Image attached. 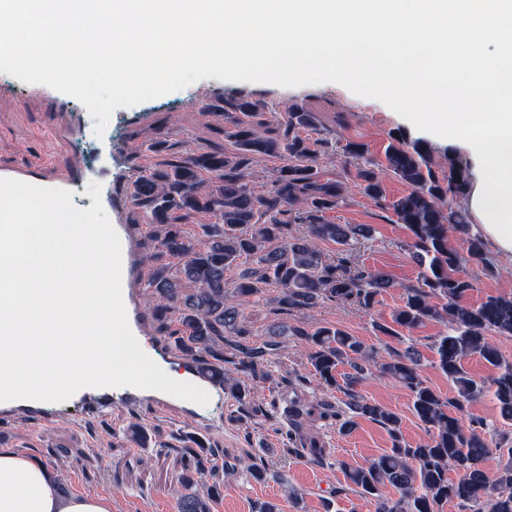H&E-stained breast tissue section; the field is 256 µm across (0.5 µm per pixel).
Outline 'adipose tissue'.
<instances>
[{
  "label": "adipose tissue",
  "mask_w": 512,
  "mask_h": 512,
  "mask_svg": "<svg viewBox=\"0 0 512 512\" xmlns=\"http://www.w3.org/2000/svg\"><path fill=\"white\" fill-rule=\"evenodd\" d=\"M17 52L95 108L98 80L131 95L189 71L284 60L399 82L400 101L422 104L466 152L460 205L512 262V0H0V54ZM0 512H112V502L62 493L44 464L0 449Z\"/></svg>",
  "instance_id": "adipose-tissue-1"
}]
</instances>
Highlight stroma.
I'll list each match as a JSON object with an SVG mask.
<instances>
[{
	"label": "stroma",
	"instance_id": "obj_1",
	"mask_svg": "<svg viewBox=\"0 0 512 512\" xmlns=\"http://www.w3.org/2000/svg\"><path fill=\"white\" fill-rule=\"evenodd\" d=\"M100 93L110 100V107L104 112L79 96L69 98L71 111L82 113L85 123V134L77 140L57 129L58 116L52 101L28 100L19 95L0 97V168L41 161L62 167L76 160L94 165L98 131L107 128L113 137H125L126 130L119 124L120 113L146 112L150 122L139 131L130 157L134 168L146 170L155 161L149 145L159 135L179 134L193 148L223 143L221 121L200 110L203 102L221 93L244 94L277 109L292 104L303 106L316 118L315 127L306 132L308 138L362 143L379 161L384 158L391 136L402 133L408 139L428 144L435 169L448 165L447 139L419 121L413 108L396 104L384 92L362 93L357 81H339L324 71L286 69L265 74L257 68L204 70L173 79L154 92L121 96L114 94L107 81L101 84ZM317 167L324 178L342 180L348 186L347 203L328 212V221L369 224L374 228L372 237L352 242L349 250L324 241L321 251L350 269L382 270L396 281V288L379 295L369 309L353 302H328L310 311L285 312L270 302L279 293L275 287L267 288L262 297L237 299L236 305L258 338L277 323L306 328L333 325L365 345L384 347L387 339L379 335L374 324L390 319L392 311L402 304L403 286L416 283L419 272L407 247L409 233L391 208L392 201L407 187L395 177L385 176L383 198L372 200L363 194L356 178L355 159L332 153L327 147L322 148ZM440 330L438 323L430 322L416 329L413 336L427 384L450 397L454 389L447 377L433 367L429 349ZM283 342L284 349L266 367L269 380L255 382L237 375L236 386L225 389L222 405L203 406V415L214 422L212 428L200 429L185 417L152 407H116L96 420L63 415L35 423L20 416L0 430V448L42 461L66 493L111 499L112 512H178L184 463L174 448L192 435L205 447L220 449L226 456L244 459L259 455L269 464L266 480L259 483L240 472L228 476L221 467L208 468L201 487L217 484L222 489L212 504V512H259L260 505L267 501L275 503L280 512H374L369 500L352 492L341 493L345 480L340 465L383 454L391 446L387 432L361 418L355 430L344 434L339 430L338 418L316 413L300 428H293L288 420L293 403L308 407L323 402L337 410L344 395L334 389L318 388L303 339L287 336ZM240 386L248 391L246 401L268 408V415H243L236 392ZM361 392L368 401L400 415L405 440L415 443L425 438L404 388L375 377L364 383ZM292 434L304 441L316 440L325 448L322 463H311L304 453L286 452Z\"/></svg>",
	"mask_w": 512,
	"mask_h": 512
}]
</instances>
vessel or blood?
Masks as SVG:
<instances>
[{"mask_svg": "<svg viewBox=\"0 0 512 512\" xmlns=\"http://www.w3.org/2000/svg\"><path fill=\"white\" fill-rule=\"evenodd\" d=\"M8 65L15 76V88L39 98H52L60 107H67L66 90L63 86L46 82L31 85L29 65L22 55L10 56ZM104 164L100 174L105 182L101 202L112 214V226L119 236L122 257V297L129 327L136 338L147 339L151 348L159 355L163 366L178 370L184 380L203 388L208 393L218 392V385L204 376L197 363L188 357L174 354L169 347L156 338L148 337L144 329V313L138 291L149 282L148 267L140 258L135 244L136 228L130 221V192L136 173L129 163L127 145L112 142L103 137ZM48 176L45 165L0 169V178L18 180L32 185H43ZM125 404H151L169 409L176 414H190L195 410L192 402L185 401L162 391L134 387L83 388L68 401L49 403L33 400L0 402V423H9L17 415H25L34 422L51 419L66 411L82 415L102 416L112 406Z\"/></svg>", "mask_w": 512, "mask_h": 512, "instance_id": "b4317fda", "label": "vessel or blood"}]
</instances>
